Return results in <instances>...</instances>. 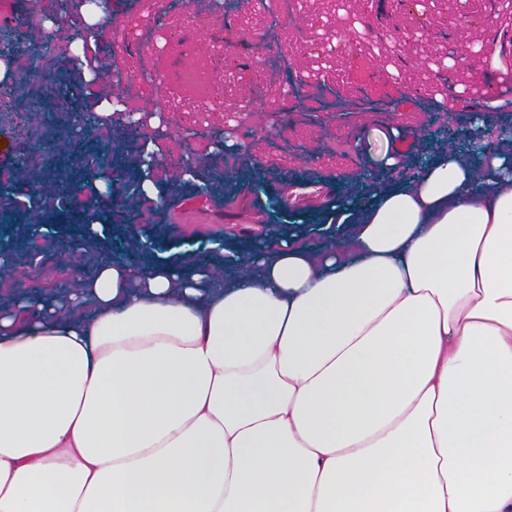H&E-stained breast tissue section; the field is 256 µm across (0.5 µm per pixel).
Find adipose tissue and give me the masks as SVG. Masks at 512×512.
<instances>
[{
  "mask_svg": "<svg viewBox=\"0 0 512 512\" xmlns=\"http://www.w3.org/2000/svg\"><path fill=\"white\" fill-rule=\"evenodd\" d=\"M354 205L175 260L76 230V291L0 309V512H512V138Z\"/></svg>",
  "mask_w": 512,
  "mask_h": 512,
  "instance_id": "ef3b65f1",
  "label": "adipose tissue"
}]
</instances>
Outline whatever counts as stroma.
I'll return each mask as SVG.
<instances>
[{"label": "stroma", "mask_w": 512, "mask_h": 512, "mask_svg": "<svg viewBox=\"0 0 512 512\" xmlns=\"http://www.w3.org/2000/svg\"><path fill=\"white\" fill-rule=\"evenodd\" d=\"M114 17L102 35L101 47L86 49L85 56L98 70L118 75L119 92L128 84L139 87L138 110L153 111L160 99L170 100L175 109L168 114L163 134L151 141L120 139L112 125L96 129L76 146L94 159L92 173L118 179L123 186L136 183L135 168L116 170L97 163L100 152L134 160L153 147L159 158L150 178L164 207L141 200L138 208L125 216L128 224L139 225L151 255L179 258L195 247L220 250L225 228L237 235L265 238L270 225L303 232L306 238L319 237L318 228L329 202L342 188L335 175L349 173L354 181L372 174L384 182L392 175L386 157L400 152L404 175H413L419 162L431 161L436 148L422 131L428 128L435 101L464 93L468 99L494 88L498 106L487 107L488 124L512 127V55H499L495 43L504 32L512 33V8L501 0H302L295 16L285 19L273 43V52L283 55L296 28H303L308 45L299 50L301 66L311 71L304 95L294 109L280 112L274 127L253 132L243 152L196 149L199 161L198 184L174 186L173 170L187 152L186 129L205 122L212 134L222 133L228 115L243 102L255 112L280 111L281 93L277 85L264 81L268 55L254 50L246 39L248 28H264L266 17L240 15L232 25L217 24L208 29H191L182 24L183 13L194 0H113ZM60 0H0V27L22 32L27 43H36L48 15L60 10ZM464 18V32H457L454 19ZM155 31L150 55L133 51L132 41L144 26ZM78 32L62 27L51 43V59L42 71L58 73L60 84L37 81L31 73L12 69L5 85L22 84L29 98L38 100L52 113L51 138L60 140L74 132L78 114L89 112L94 87L78 81L77 59L71 46ZM222 47L236 65L233 77L222 69L211 72L208 99L217 101L216 111L201 113L204 99L173 77L178 69L209 62L213 46ZM74 95H66V87ZM342 98H370L384 105L383 117L372 112H338L326 127L308 122L309 113L326 110L330 90ZM289 138L305 146L314 158L303 165L292 154L280 155L271 148L272 138ZM352 145L343 160L323 158L321 147L327 138ZM64 159L52 156L31 167L25 182H13L0 194V222L24 226L21 236L8 237L5 245L23 251L27 261L15 273L0 277V306L11 305L21 288L41 287L59 293L61 286H74L73 269L89 274L100 253L91 245L59 244L54 226L72 213L77 201L92 199V181L79 194L55 181ZM287 198L288 212L274 207V200Z\"/></svg>", "instance_id": "35a3bbf8"}]
</instances>
